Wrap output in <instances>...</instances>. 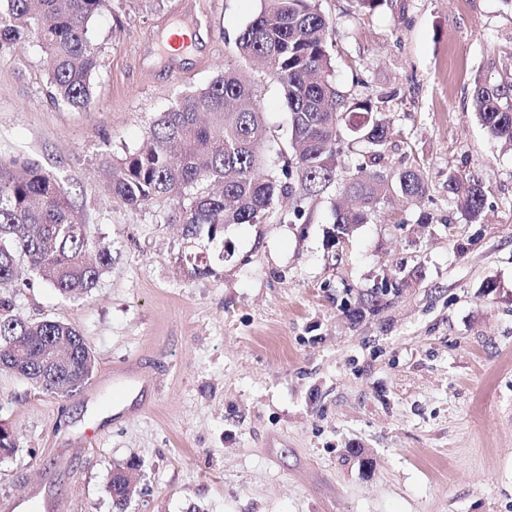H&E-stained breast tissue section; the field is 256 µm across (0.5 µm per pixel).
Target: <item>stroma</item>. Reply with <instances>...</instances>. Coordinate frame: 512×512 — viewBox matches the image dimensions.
<instances>
[{
	"label": "stroma",
	"instance_id": "obj_1",
	"mask_svg": "<svg viewBox=\"0 0 512 512\" xmlns=\"http://www.w3.org/2000/svg\"><path fill=\"white\" fill-rule=\"evenodd\" d=\"M318 7L332 83L385 100L383 174L413 168L427 183L420 198L385 197L336 247V189L211 240L177 220L209 184L134 210L101 167L233 68L280 173L284 90L235 45L260 0H112L88 28L100 57L90 112L49 98L39 47L0 45V156L53 174L112 254L90 294L61 296L27 271L11 290L15 314L70 324L95 358L71 396L0 370L12 512H512V151L472 105L477 82L512 75V8ZM180 25L187 52L163 58ZM452 173L485 180L478 222L449 197ZM130 462L138 493L120 507L106 483Z\"/></svg>",
	"mask_w": 512,
	"mask_h": 512
}]
</instances>
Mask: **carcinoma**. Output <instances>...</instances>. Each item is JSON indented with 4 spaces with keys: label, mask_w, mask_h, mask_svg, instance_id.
Segmentation results:
<instances>
[{
    "label": "carcinoma",
    "mask_w": 512,
    "mask_h": 512,
    "mask_svg": "<svg viewBox=\"0 0 512 512\" xmlns=\"http://www.w3.org/2000/svg\"><path fill=\"white\" fill-rule=\"evenodd\" d=\"M111 0H0V41L36 43L50 58V97L80 112L94 107L91 75L98 55L88 38L89 22L109 11ZM329 21L316 0H262L255 17L235 44L243 58H259L283 86L290 115L288 166L271 175L259 166L267 140L264 113L246 81L224 70L201 91L182 97L160 113L135 151L112 171V192L137 209L157 197L179 198L204 182L219 183L218 193L201 194L178 222L188 236L211 239L233 224H257L279 196L319 195L336 183L340 145L348 138L368 147L373 173L343 186L357 210H334L327 244L334 247L366 223L378 203L393 192L425 193L420 171L391 177L376 167L384 159L386 123L379 103L349 98L329 80ZM474 112L485 132L512 150V82H478ZM448 196L465 218L478 221L486 192L479 177L448 174ZM58 293L89 294L111 263L95 231L75 216L74 205L56 180L35 161L0 156V288L17 280V260ZM0 369L63 396L91 378L94 357L73 326L56 320L28 321L14 313L9 294L0 293ZM108 479L106 492L127 503L125 473Z\"/></svg>",
    "instance_id": "obj_1"
}]
</instances>
